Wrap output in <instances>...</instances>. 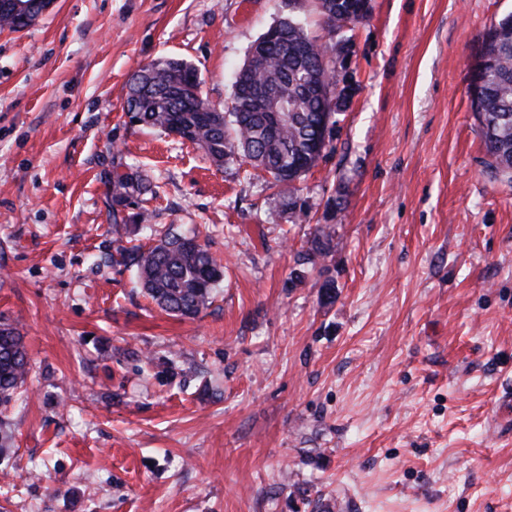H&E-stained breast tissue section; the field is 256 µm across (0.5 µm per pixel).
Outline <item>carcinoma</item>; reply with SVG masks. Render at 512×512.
<instances>
[{
	"label": "carcinoma",
	"instance_id": "cac0c4a2",
	"mask_svg": "<svg viewBox=\"0 0 512 512\" xmlns=\"http://www.w3.org/2000/svg\"><path fill=\"white\" fill-rule=\"evenodd\" d=\"M330 31L338 34L345 24L355 25L363 0H318ZM264 35L271 46L255 50L250 68L239 75L231 112H211L203 97L197 68L187 61L166 57L142 64L130 79L126 108L136 124L175 133L183 141L204 150L219 169L228 161L241 160L269 175L272 184L288 193L292 215L302 212L296 183L324 155L316 148L314 127L328 120L329 135L340 122L343 99L326 112L318 98V77L336 70V57L345 50L343 39L320 42L303 25L288 16L271 25ZM479 99L471 108L487 123L482 132L490 154L512 157V31L503 34L490 49V65L482 77ZM280 100L282 119L274 122L266 99ZM112 202L151 193L146 179L134 173L112 175ZM331 228L321 226L310 248L299 254L311 263L326 254ZM116 252L127 266L137 268L147 295L166 312L185 319L196 318L212 303L224 271L197 236L171 230L159 236L158 244L143 251L117 240ZM31 373L23 337L15 327L0 323V404L7 406Z\"/></svg>",
	"mask_w": 512,
	"mask_h": 512
}]
</instances>
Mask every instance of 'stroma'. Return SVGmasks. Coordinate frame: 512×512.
Listing matches in <instances>:
<instances>
[{
	"mask_svg": "<svg viewBox=\"0 0 512 512\" xmlns=\"http://www.w3.org/2000/svg\"><path fill=\"white\" fill-rule=\"evenodd\" d=\"M511 13L372 0L300 219L125 102L174 56L227 108L279 19L329 41L315 0H55L0 33V322L33 366L0 425V512H512V183L468 94ZM131 169L157 195L113 204ZM144 211L223 264L199 317L113 263V223ZM326 224L327 255L297 263Z\"/></svg>",
	"mask_w": 512,
	"mask_h": 512,
	"instance_id": "1",
	"label": "stroma"
}]
</instances>
